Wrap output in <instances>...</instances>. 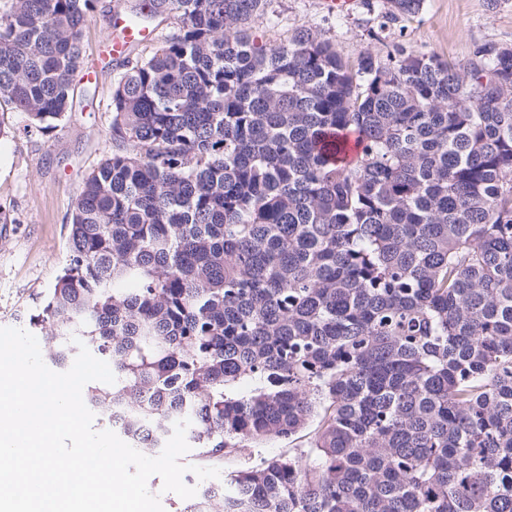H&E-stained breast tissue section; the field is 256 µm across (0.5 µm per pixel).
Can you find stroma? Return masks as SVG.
<instances>
[{
	"label": "stroma",
	"mask_w": 512,
	"mask_h": 512,
	"mask_svg": "<svg viewBox=\"0 0 512 512\" xmlns=\"http://www.w3.org/2000/svg\"><path fill=\"white\" fill-rule=\"evenodd\" d=\"M117 0H97L82 35L87 65L102 64L103 79L75 80L74 108L58 127L47 132L30 128L25 113L0 104V327L32 330L38 313L68 263V232L75 200L86 176L112 153L110 103L112 86L124 72L122 62L103 59V44L112 33ZM276 23L255 19L254 36L274 41L310 27L353 61L365 51L386 57L395 46L434 53L448 61L471 59L477 46H512V0H426L423 12L371 40L381 0H357L348 13L325 12L319 0H274ZM307 436L252 444L242 455L224 460L225 471L261 464L274 456L306 451Z\"/></svg>",
	"instance_id": "1"
}]
</instances>
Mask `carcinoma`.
<instances>
[{"instance_id": "obj_1", "label": "carcinoma", "mask_w": 512, "mask_h": 512, "mask_svg": "<svg viewBox=\"0 0 512 512\" xmlns=\"http://www.w3.org/2000/svg\"><path fill=\"white\" fill-rule=\"evenodd\" d=\"M172 30L112 90L69 263L30 322L112 364L87 387L129 444L174 425L208 466L181 512H512V48L354 64L273 0H149ZM425 0H384L377 31ZM96 0H0V100L72 111ZM357 134L347 162L331 134ZM306 432L294 436L291 439L271 440L252 443L251 448L245 450L240 456H227L224 458V468L220 470L218 478L199 480L198 477L191 471H187L183 476V481L186 485L190 486L185 481V475H192L195 482L198 481H223L225 475L233 470H238L246 467L256 466L261 464L266 459L274 456L288 457V455H296L300 452L306 451L309 446V437L304 436Z\"/></svg>"}]
</instances>
